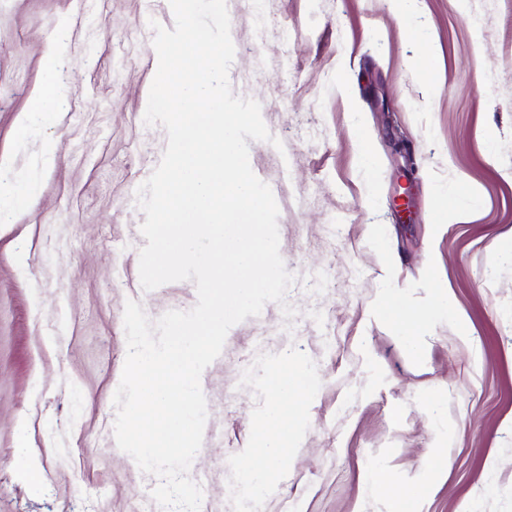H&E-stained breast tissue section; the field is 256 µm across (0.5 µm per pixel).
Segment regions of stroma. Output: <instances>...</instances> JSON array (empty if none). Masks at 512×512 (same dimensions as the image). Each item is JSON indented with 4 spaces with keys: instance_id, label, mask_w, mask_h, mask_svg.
Instances as JSON below:
<instances>
[{
    "instance_id": "stroma-1",
    "label": "stroma",
    "mask_w": 512,
    "mask_h": 512,
    "mask_svg": "<svg viewBox=\"0 0 512 512\" xmlns=\"http://www.w3.org/2000/svg\"><path fill=\"white\" fill-rule=\"evenodd\" d=\"M226 4L229 83L273 137L249 161L295 281L206 371L188 472L201 512H244L258 377L286 352L318 381L258 512H387L368 479L380 460L399 484L435 468L419 512H512V0H408L401 14L391 0H265L260 30L253 0ZM157 24L173 28L169 0H0V157L38 184L25 214L0 212V512H132L157 483L118 448L113 404L126 301L153 321L197 302L194 282L139 278L136 189L167 146L143 121ZM60 27L61 120L22 146ZM449 191L467 206L431 222ZM389 286L420 306L447 289L468 332L429 326L413 359L374 308ZM23 445L39 488L14 465Z\"/></svg>"
}]
</instances>
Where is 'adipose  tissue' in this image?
<instances>
[{
    "label": "adipose tissue",
    "instance_id": "adipose-tissue-1",
    "mask_svg": "<svg viewBox=\"0 0 512 512\" xmlns=\"http://www.w3.org/2000/svg\"><path fill=\"white\" fill-rule=\"evenodd\" d=\"M53 44V50L48 51L44 57V83L21 125V132L25 135L56 125L58 120L57 103L62 85L57 74L65 50L64 34L56 33ZM376 309L390 325L401 332L409 353L417 359L422 357L425 348L421 325L458 318L444 293L438 295L427 310L421 313L402 291L386 288L376 302ZM311 389L312 381L304 363L290 355L282 358L267 377L264 384L267 405L255 421L254 448L247 451L239 463L246 495L253 496L271 489L278 480L279 467L288 452L303 440L308 427L305 405ZM435 479L434 471L425 468L405 488L400 489L393 486L384 464L374 465L370 474L372 486L387 493L389 512H416L419 501L431 492Z\"/></svg>",
    "mask_w": 512,
    "mask_h": 512
}]
</instances>
